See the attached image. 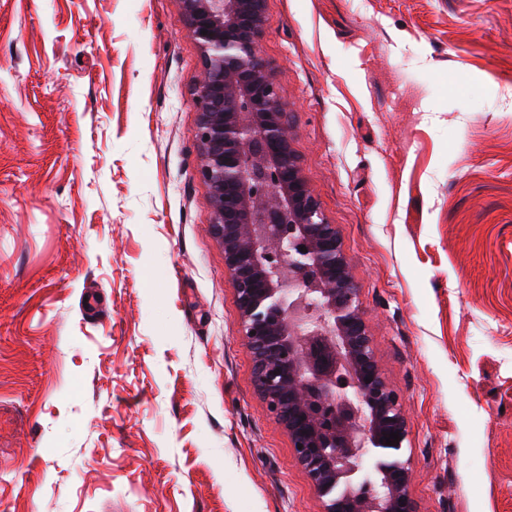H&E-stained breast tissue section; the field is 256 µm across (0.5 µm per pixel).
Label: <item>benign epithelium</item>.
<instances>
[{
    "label": "benign epithelium",
    "mask_w": 512,
    "mask_h": 512,
    "mask_svg": "<svg viewBox=\"0 0 512 512\" xmlns=\"http://www.w3.org/2000/svg\"><path fill=\"white\" fill-rule=\"evenodd\" d=\"M176 2L201 52L198 177L255 389L325 512H418L410 462L398 458L408 436L401 395L383 377L337 226L302 174L290 116L257 50L265 0ZM392 432L400 440L388 445ZM370 452L373 471L354 479Z\"/></svg>",
    "instance_id": "benign-epithelium-1"
}]
</instances>
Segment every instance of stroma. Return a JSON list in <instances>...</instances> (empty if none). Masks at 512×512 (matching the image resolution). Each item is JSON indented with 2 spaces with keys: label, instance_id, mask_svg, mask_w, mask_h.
I'll use <instances>...</instances> for the list:
<instances>
[{
  "label": "stroma",
  "instance_id": "stroma-1",
  "mask_svg": "<svg viewBox=\"0 0 512 512\" xmlns=\"http://www.w3.org/2000/svg\"><path fill=\"white\" fill-rule=\"evenodd\" d=\"M258 49L419 512H512V0H266ZM201 74L176 0H0V512L325 510L238 333Z\"/></svg>",
  "mask_w": 512,
  "mask_h": 512
}]
</instances>
